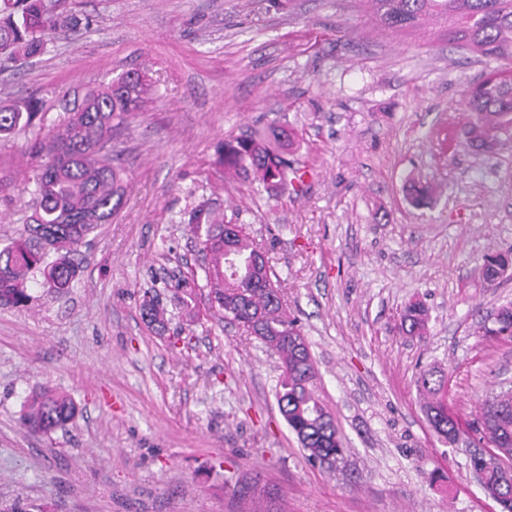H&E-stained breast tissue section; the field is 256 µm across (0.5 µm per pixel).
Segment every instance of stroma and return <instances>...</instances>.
<instances>
[{
	"label": "stroma",
	"instance_id": "1",
	"mask_svg": "<svg viewBox=\"0 0 512 512\" xmlns=\"http://www.w3.org/2000/svg\"><path fill=\"white\" fill-rule=\"evenodd\" d=\"M77 1L92 25L0 72V102L37 97L54 122L65 91L128 70L155 93L112 135L126 204L81 247L68 294L36 280L34 309L0 307V512H492L470 469L491 444L439 440L416 387L445 374L469 421L512 382V337L485 332L512 304V274L481 277L484 256L512 251V139L484 154L444 144L464 138L483 60L434 22L380 29L356 0ZM281 126L300 144L299 190L217 171L218 142ZM40 133L0 140V244L30 212L25 148ZM414 182L434 195L412 201ZM204 200L246 225L283 282L347 448L337 469L308 461L280 415L277 355L171 301L170 273L203 264L184 220ZM147 292L165 329L142 318ZM411 301L428 311L420 339L395 329ZM43 387L76 411L35 435L19 418Z\"/></svg>",
	"mask_w": 512,
	"mask_h": 512
}]
</instances>
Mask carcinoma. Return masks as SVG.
Instances as JSON below:
<instances>
[{
    "mask_svg": "<svg viewBox=\"0 0 512 512\" xmlns=\"http://www.w3.org/2000/svg\"><path fill=\"white\" fill-rule=\"evenodd\" d=\"M57 0H0V70L17 68L44 53L47 37L62 26L89 25L87 16L56 12ZM362 7L377 25L388 30H411L427 20L444 24L448 46L483 58L489 66L483 79L469 88L465 142L487 151L512 135V0H363ZM152 87L139 72L125 73L110 82L77 95L72 111L51 124L44 137L31 141L28 154L41 160L32 194L34 205L25 216L20 237L0 248V307L27 308L33 301L27 285L40 274L57 293L67 291L77 276L74 255L100 224H109L124 205L122 171L112 163V131L125 128L146 109ZM42 103L32 98L22 107L0 106V138H7L36 124L44 125ZM293 144L286 130L231 138L215 148V167L253 176L270 193L302 181L299 170L285 157ZM190 231L205 262V284L185 288L176 297L189 307L203 297L208 309L236 325L255 317L264 346L278 355L280 380L275 398L278 410L308 452L321 463L343 461L344 443L336 419L315 390L317 368L302 328L283 304L281 281L273 268L256 270L257 246L244 231L224 236V215L206 203L190 213ZM512 266V255L486 256L482 277L488 283ZM151 325L165 321L166 308L151 296L141 305ZM426 310L409 304L398 331L422 336ZM493 335L512 336V307L498 310ZM446 379L432 371L417 378L430 428L446 442L464 430L481 432L504 457L512 455V387L488 395L475 418L463 425L445 402ZM75 413L74 404L50 388L28 397L20 425L30 433L47 434L65 427ZM472 467L481 475L488 497L504 503L501 512H512V466L485 468L475 456Z\"/></svg>",
    "mask_w": 512,
    "mask_h": 512,
    "instance_id": "1",
    "label": "carcinoma"
}]
</instances>
